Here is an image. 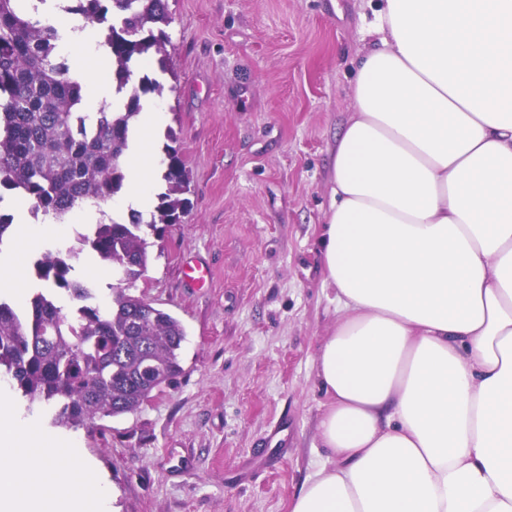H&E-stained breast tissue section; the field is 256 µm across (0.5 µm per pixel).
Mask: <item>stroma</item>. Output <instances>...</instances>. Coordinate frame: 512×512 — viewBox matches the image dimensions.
Segmentation results:
<instances>
[{"instance_id": "stroma-1", "label": "stroma", "mask_w": 512, "mask_h": 512, "mask_svg": "<svg viewBox=\"0 0 512 512\" xmlns=\"http://www.w3.org/2000/svg\"><path fill=\"white\" fill-rule=\"evenodd\" d=\"M163 46L135 76L159 77L163 154L178 136L189 210L153 239L132 288L185 327L176 382L138 412L88 427H53V406L27 417L83 457L112 489L108 512H290L327 463L317 421L319 348L340 314L321 239L333 193L336 140L355 110L353 78L372 42L371 0H168ZM93 225L27 253L15 287L35 294L45 248L77 245ZM205 267L197 287L187 263ZM92 305L117 281L91 249L74 261Z\"/></svg>"}]
</instances>
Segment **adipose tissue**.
Returning <instances> with one entry per match:
<instances>
[{"mask_svg":"<svg viewBox=\"0 0 512 512\" xmlns=\"http://www.w3.org/2000/svg\"><path fill=\"white\" fill-rule=\"evenodd\" d=\"M61 26L82 111L112 100L96 26ZM336 143L323 256L341 316L316 357L333 459L291 512H512V0H379ZM150 202L153 158L126 165ZM0 394V512L107 487Z\"/></svg>","mask_w":512,"mask_h":512,"instance_id":"ef3b65f1","label":"adipose tissue"}]
</instances>
